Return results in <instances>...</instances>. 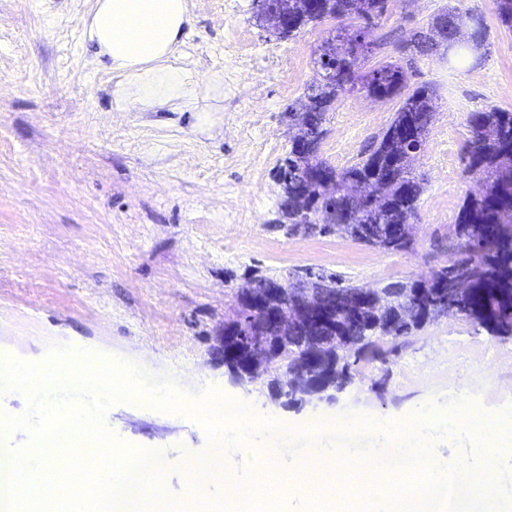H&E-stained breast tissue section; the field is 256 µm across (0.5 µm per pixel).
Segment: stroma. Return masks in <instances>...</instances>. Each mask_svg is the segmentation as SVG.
<instances>
[{
    "mask_svg": "<svg viewBox=\"0 0 512 512\" xmlns=\"http://www.w3.org/2000/svg\"><path fill=\"white\" fill-rule=\"evenodd\" d=\"M92 3L0 0V355L36 363L51 347L72 345L170 376L191 403L251 402L275 414L283 432L267 444L287 460L333 437L311 433L318 417L393 422L455 402L512 419V338L462 316L424 326L400 357L361 365L330 404L282 406L270 375L240 385L224 368V322L239 289L257 279L284 284L307 270L378 288L447 264L433 241L452 234L464 199L483 183L466 170L469 115L512 108V32L493 0H389L373 32L393 40L367 67L399 62L409 87L435 92L436 114L411 164L424 188L418 241L405 252L339 232L289 236L273 224L287 108L304 98L334 20L280 40L259 26L252 0H189L182 62L224 76L219 109L199 126L186 113L115 110V79L82 39ZM453 7L485 19L480 65L408 47ZM399 105L358 89L340 94L320 157L338 170L353 165ZM441 350L466 359L456 385L424 368ZM105 420L122 442L163 451L168 495L187 502L194 475L182 460L215 447L202 426L142 402L116 404Z\"/></svg>",
    "mask_w": 512,
    "mask_h": 512,
    "instance_id": "1",
    "label": "stroma"
}]
</instances>
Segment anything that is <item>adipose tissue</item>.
Instances as JSON below:
<instances>
[{
  "instance_id": "obj_1",
  "label": "adipose tissue",
  "mask_w": 512,
  "mask_h": 512,
  "mask_svg": "<svg viewBox=\"0 0 512 512\" xmlns=\"http://www.w3.org/2000/svg\"><path fill=\"white\" fill-rule=\"evenodd\" d=\"M189 18L188 0H94L83 36L117 78L118 110L192 112L205 122L222 78L179 64Z\"/></svg>"
}]
</instances>
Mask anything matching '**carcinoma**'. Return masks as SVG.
<instances>
[{
  "label": "carcinoma",
  "instance_id": "carcinoma-1",
  "mask_svg": "<svg viewBox=\"0 0 512 512\" xmlns=\"http://www.w3.org/2000/svg\"><path fill=\"white\" fill-rule=\"evenodd\" d=\"M328 4V11L302 17L280 34L282 38L292 37L325 18L341 22L336 43L328 40L320 45L317 70L305 94L312 140L317 145L339 94L359 88L375 98H393L401 95L408 82L399 63L362 71V63L378 47L369 35L387 14L389 0H328ZM494 4L498 21L512 31V0H494ZM458 14L460 11L450 10L438 18L435 30L440 39L454 38ZM354 18L362 20L364 26L353 29L342 25ZM434 116V90L426 85L416 87L404 96L387 129L364 148L359 162L338 172L316 153L303 163L297 160L294 149H289L277 169L279 223L288 228L303 224L309 235L324 234L326 230L314 225L328 217L336 224L351 225L348 237L354 241L380 245L386 251L408 250L406 242L387 237L389 225L409 223L422 192L421 184L409 176L408 165L403 162L405 145L398 138V126L405 119L413 130L423 132ZM469 124L472 141L467 172L482 176L484 192L463 202L454 241L450 243L442 236L436 243L442 251L454 250L458 259L430 284L406 281L385 285V290L397 296L404 289L411 293L408 305L397 301L385 309L361 305L366 293L361 286L334 274L319 275L326 283L320 293L336 296L339 308L325 322H302L288 334L289 365L309 373L319 386L338 387L354 380L360 363H383L390 356H399L432 308L450 297L448 289L457 276L471 281L468 292L453 297L466 318L498 335L512 336V110L496 106L479 110L471 113ZM316 171L334 172L342 183L370 182L380 198L373 204L350 191L338 190L336 196L322 199L313 179ZM304 288L302 281L291 280L285 296L273 299V303L297 301L305 296ZM230 328L233 335L225 337L224 343L225 367L242 370L259 352L265 353L268 368L282 364L278 336L247 304H241L234 317L224 322V329ZM356 342L361 343L360 351L346 358L336 354L337 346Z\"/></svg>",
  "mask_w": 512,
  "mask_h": 512
}]
</instances>
